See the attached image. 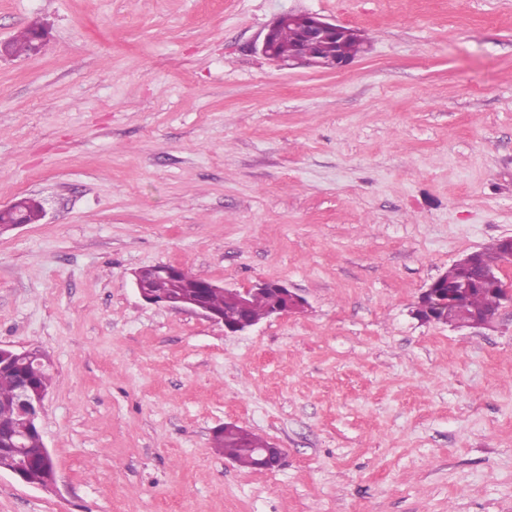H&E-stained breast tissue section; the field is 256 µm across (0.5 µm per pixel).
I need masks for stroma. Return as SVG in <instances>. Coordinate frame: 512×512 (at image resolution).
<instances>
[{
	"instance_id": "35a3bbf8",
	"label": "stroma",
	"mask_w": 512,
	"mask_h": 512,
	"mask_svg": "<svg viewBox=\"0 0 512 512\" xmlns=\"http://www.w3.org/2000/svg\"><path fill=\"white\" fill-rule=\"evenodd\" d=\"M348 27L340 71L260 52L278 16ZM0 344L53 363L43 491L0 512H512V307L424 323L428 284L512 235V0H0ZM285 283L225 334L134 270ZM234 422L284 448L248 470ZM34 26L35 24L27 27L23 31H20L18 35H16L11 41L8 42L10 53L12 55H30L33 32V53H36L40 50L44 37V31L41 27H36L34 31ZM213 440L217 452L245 469L273 470L279 467L285 454L283 448H264L266 441L247 430L241 436H215ZM253 448H256V468Z\"/></svg>"
}]
</instances>
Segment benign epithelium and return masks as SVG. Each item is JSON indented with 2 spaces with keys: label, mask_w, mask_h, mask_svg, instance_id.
Wrapping results in <instances>:
<instances>
[{
  "label": "benign epithelium",
  "mask_w": 512,
  "mask_h": 512,
  "mask_svg": "<svg viewBox=\"0 0 512 512\" xmlns=\"http://www.w3.org/2000/svg\"><path fill=\"white\" fill-rule=\"evenodd\" d=\"M284 25L301 26L306 42L303 47L294 50L293 55L283 58L277 55L273 36L275 31ZM343 31V26L331 23L321 17L312 14H293L285 13L280 15L265 35L261 45V52L270 60L286 64L288 66L304 65L319 70H340L349 64V61L341 58H324L315 51V46L330 40L339 38ZM181 268L169 264H159L150 268H139L133 272L134 286L140 297L149 304L161 305L168 309L188 312L203 317L215 324L224 326V330L229 333L242 332L253 326L245 317L235 320L224 317V312L210 307L204 300L205 289L218 288L220 284L215 281H209L205 285H193L180 279ZM154 282H171L178 285V289L171 292L156 291L149 287ZM270 290L276 296L275 305L271 308L269 315L281 316L290 311L297 310L304 305V300L294 294L288 287L278 281H261L251 288L242 291L236 289H224V296L239 309L248 306L250 298L263 291ZM27 356L34 359L33 351L28 349L19 352L15 349L0 345V369L8 367L14 361ZM30 387L28 380L24 379L18 385V410L19 413L33 426L38 425V418L43 410V403L33 405L28 398L27 390ZM256 469L272 470L279 467L284 456L282 448H257ZM9 472L19 483L49 491L55 487L56 472H51L48 482L32 483L26 477V463L18 462L16 464L1 465L0 471Z\"/></svg>",
  "instance_id": "obj_1"
}]
</instances>
